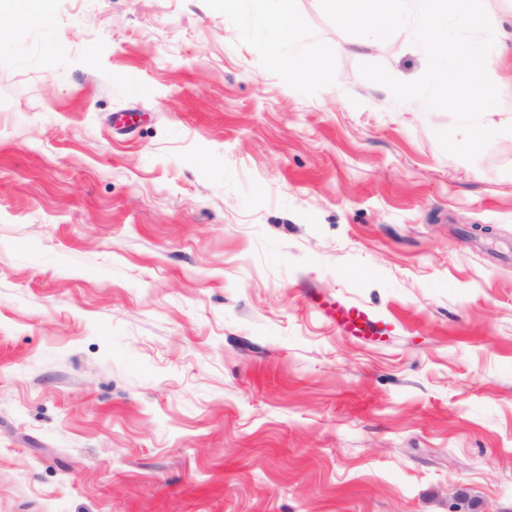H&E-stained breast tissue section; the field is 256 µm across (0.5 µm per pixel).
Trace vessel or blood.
<instances>
[{
    "instance_id": "1",
    "label": "vessel or blood",
    "mask_w": 512,
    "mask_h": 512,
    "mask_svg": "<svg viewBox=\"0 0 512 512\" xmlns=\"http://www.w3.org/2000/svg\"><path fill=\"white\" fill-rule=\"evenodd\" d=\"M318 307L344 335L359 341L382 342L395 330L390 320L344 298L319 302Z\"/></svg>"
}]
</instances>
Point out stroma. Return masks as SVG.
Masks as SVG:
<instances>
[{
	"instance_id": "1",
	"label": "stroma",
	"mask_w": 512,
	"mask_h": 512,
	"mask_svg": "<svg viewBox=\"0 0 512 512\" xmlns=\"http://www.w3.org/2000/svg\"><path fill=\"white\" fill-rule=\"evenodd\" d=\"M484 4L501 133L470 162L359 72L422 76L410 30L0 0V512H512V0ZM320 311L345 335L359 341L383 342L395 330L394 324L371 309L344 299L318 301Z\"/></svg>"
}]
</instances>
